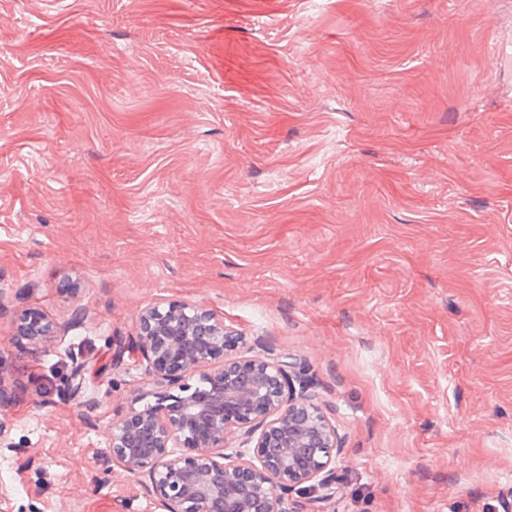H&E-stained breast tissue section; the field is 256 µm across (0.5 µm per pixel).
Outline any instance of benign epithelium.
Here are the masks:
<instances>
[{
    "mask_svg": "<svg viewBox=\"0 0 512 512\" xmlns=\"http://www.w3.org/2000/svg\"><path fill=\"white\" fill-rule=\"evenodd\" d=\"M57 326L37 310L17 318L35 346ZM242 337L210 310L155 304L138 317L147 383L113 423L109 447L161 512H325L340 452L316 383L270 349L234 355Z\"/></svg>",
    "mask_w": 512,
    "mask_h": 512,
    "instance_id": "1",
    "label": "benign epithelium"
}]
</instances>
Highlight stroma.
<instances>
[{
	"mask_svg": "<svg viewBox=\"0 0 512 512\" xmlns=\"http://www.w3.org/2000/svg\"><path fill=\"white\" fill-rule=\"evenodd\" d=\"M495 39L512 0H0V512H154L109 442L169 302L308 367L327 512H512ZM17 333L35 346L51 342L57 326L37 310L27 309L17 318Z\"/></svg>",
	"mask_w": 512,
	"mask_h": 512,
	"instance_id": "obj_1",
	"label": "stroma"
}]
</instances>
